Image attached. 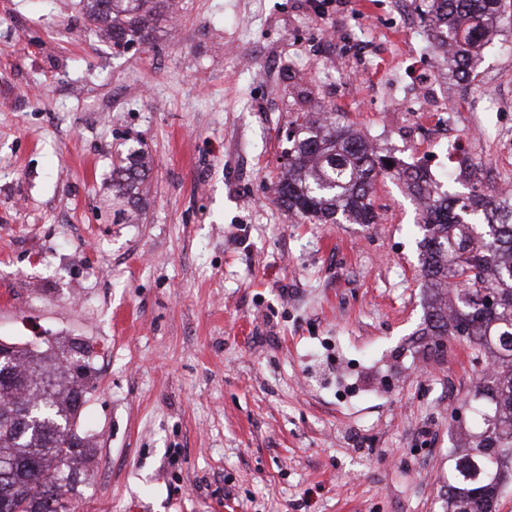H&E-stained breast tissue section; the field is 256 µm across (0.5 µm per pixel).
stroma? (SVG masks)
I'll return each mask as SVG.
<instances>
[{
	"instance_id": "stroma-1",
	"label": "stroma",
	"mask_w": 512,
	"mask_h": 512,
	"mask_svg": "<svg viewBox=\"0 0 512 512\" xmlns=\"http://www.w3.org/2000/svg\"><path fill=\"white\" fill-rule=\"evenodd\" d=\"M178 2L123 48L77 0H0V342L86 349L78 512H441L450 412L485 361L424 347L405 186L378 179L375 224L291 219L274 187L289 123L332 111L434 171L471 139L476 169L443 188L498 199L512 0L447 130L407 74L448 65L426 0L404 26L396 0ZM358 32L371 57L338 78L326 52ZM125 137L153 158L135 224L101 205Z\"/></svg>"
}]
</instances>
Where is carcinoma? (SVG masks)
<instances>
[{"mask_svg": "<svg viewBox=\"0 0 512 512\" xmlns=\"http://www.w3.org/2000/svg\"><path fill=\"white\" fill-rule=\"evenodd\" d=\"M169 0H79L87 31L116 46L151 28ZM502 0H430L427 14L437 47L452 48L451 75L472 76L479 49L493 31ZM277 194L293 218L312 224H375L372 193L377 178L401 180L420 202L419 262L426 293L423 334L434 348L462 334L492 362L468 400L473 424L448 456L443 512H497L512 485V203L483 194L448 199L431 172L405 168L378 151L332 113L293 120ZM392 165H387V162ZM150 158L138 138H127L112 160V217L132 224L147 195ZM496 300L485 304V293ZM72 350L9 348L0 360V467L12 479L0 485V512H76L72 494L79 465L93 455L89 442H68L89 394L87 373L72 375ZM69 479L63 494H49L53 472Z\"/></svg>", "mask_w": 512, "mask_h": 512, "instance_id": "cac0c4a2", "label": "carcinoma"}]
</instances>
